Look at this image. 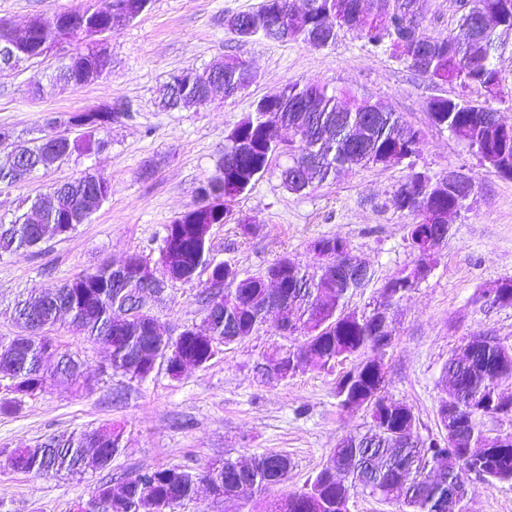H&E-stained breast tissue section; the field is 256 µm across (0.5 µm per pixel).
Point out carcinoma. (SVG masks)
Listing matches in <instances>:
<instances>
[{
  "label": "carcinoma",
  "mask_w": 512,
  "mask_h": 512,
  "mask_svg": "<svg viewBox=\"0 0 512 512\" xmlns=\"http://www.w3.org/2000/svg\"><path fill=\"white\" fill-rule=\"evenodd\" d=\"M362 2L307 0L308 26L300 38L314 49L328 48L339 31L353 29V13L357 12L360 32L368 43L388 48L393 58L424 80L436 85L455 82L464 87L476 86L489 98L498 96L501 77L492 52L512 39V0H471L477 9L499 13L496 24L478 40L467 36L468 11L462 12L456 29L435 35L421 22L411 32L403 26L416 0H373L374 8L366 11ZM294 6L292 0H262L256 10L238 14L241 22L228 25V30L240 41L256 36L285 41L291 24L288 12ZM55 38L50 17L42 15L25 52L31 58L39 57L37 48ZM256 80L257 74L247 68L246 61L237 56L225 59L224 97L236 96ZM287 88L288 92L279 98L259 102L254 112L235 126L217 174L199 187L195 203L206 197L235 201L266 174L276 156L288 159L281 171L284 187L295 194H306L335 179L345 167L366 169L399 163L419 150L421 132L386 107L374 106L367 99L350 94L341 96L313 83H289ZM201 93L202 86L196 81H168L160 90V103L164 108H185ZM432 103L436 105L431 113L434 126L448 130L478 156L493 151L512 171V135L498 141L489 134L485 123L494 108L463 96H437ZM267 107L277 109L280 124L293 132L292 138L282 139L277 127L266 129ZM239 142L253 147L240 159V170L230 166ZM108 145L101 131L85 127L68 142H52L43 137L32 144L17 145L16 152L36 171L44 167L50 155L62 160L75 152H99ZM91 180L88 175L81 176L52 186L37 198L31 211L41 215L40 224L28 223L29 216L25 214L8 222L0 220V256L32 248L47 232L55 233L61 226L69 234L87 221L103 203L90 191ZM431 180L428 174L411 173L391 198L395 210L411 217L407 237L418 260L413 270L383 286L389 300L399 299L417 286L423 269L430 266L426 241L437 231V225L448 223V212L458 213L466 208L454 189L442 195L431 192ZM202 215L212 217L202 209L190 210L181 221L166 225L168 232L180 230L179 263L181 276L188 282L209 262L208 240L193 233V224ZM282 264L280 258L241 277L234 288L220 292L205 288V304L210 310L198 325L200 333L186 337L190 362L202 367L217 353L219 345L251 336L265 323L271 309L278 311L284 334H304L305 346L322 366L340 358L359 357L392 342L394 329L375 322V313L359 315L346 310L347 295L365 286L368 273L341 268L336 271V278L324 282L317 270L295 265L293 271L270 279ZM115 279L116 273L104 266L63 283L53 294H28L16 311L17 322L25 333L23 342L16 346L0 343V378L17 380V392L22 395L43 391L42 349L51 340L46 331L54 328L64 312L73 315L78 331L96 342L112 344V367L116 370L143 380L153 372L155 364L167 363L164 347L154 343L137 319L130 320L119 341L112 343V311L129 308L143 288L138 280L117 285ZM26 309L37 315L39 329L35 333L24 320ZM445 369L451 377L448 393L456 397L460 413L449 414L448 400H443L437 417L446 435L423 440L407 421L411 409L382 394L383 368L371 372L366 370V362H359L356 370L338 382L336 395L345 409L365 408L372 418L371 428L364 434L343 437L306 487L268 502L267 512H345L350 491L357 488L367 489L382 500H397L401 512H465L471 478L489 486L512 482V443L496 449L484 465L465 453L470 445L479 447L484 442L485 417L512 416V397L497 395L500 378H512V349L493 336H484L475 344L467 342L463 356L448 358ZM92 435L98 441L92 463L105 466L121 450L119 431L84 430L53 438L36 448L17 450L11 465L17 471L35 475L79 472L87 464L86 449ZM289 466L287 457L273 454L256 455L246 465L231 460L209 463L196 472L172 466L130 476L119 493L102 485L96 495L108 501L103 512H140L147 495L161 507L169 508L192 498L197 486L204 483H221L228 497H238L248 490L266 491L286 479Z\"/></svg>",
  "instance_id": "carcinoma-1"
}]
</instances>
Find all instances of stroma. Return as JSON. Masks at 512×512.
Masks as SVG:
<instances>
[{"instance_id":"35a3bbf8","label":"stroma","mask_w":512,"mask_h":512,"mask_svg":"<svg viewBox=\"0 0 512 512\" xmlns=\"http://www.w3.org/2000/svg\"><path fill=\"white\" fill-rule=\"evenodd\" d=\"M84 0H0V19L16 31L29 20L82 6ZM261 0H153L150 9L114 32L108 41L110 71L74 87L59 84L36 97L31 89L64 63L71 45L0 72V129L13 140L44 134L47 116L121 102L129 110L107 132L110 145L98 154H73L26 180L0 185V216L56 183L90 173L112 192L89 221L65 236H46L37 247L0 256V342L19 332L18 301L34 290L50 292L65 281L140 254L157 263L165 227L195 200L197 188L217 172L233 128L262 97L286 84L316 83L382 104L423 134L418 156L398 165L347 169L307 194L283 187L284 158L273 159L234 211L255 224L242 235L234 223L213 225L210 254L240 273L265 268L281 256L313 268L310 244L320 237L347 240L368 267L367 287L349 293L348 309L367 313L385 302L384 284L410 270L418 256L407 241V216L390 199L411 171L441 175L456 169L478 194L467 210L448 220L447 239L427 276L403 298L389 302L392 342L371 357L384 368L390 398L409 405L421 437L440 433L436 412L448 395L443 367L465 341L488 334L512 346V306L481 297L484 289L512 279V179L484 165L447 130L432 125L431 97H454L458 85H432L369 45L356 30H341L332 46L317 50L299 39L239 41L224 25L227 15L257 9ZM247 61L256 83L227 99L217 96L191 110L165 111L157 88L172 73L201 69L226 55ZM207 274L190 283L168 282L148 306L161 332L176 334L201 323ZM277 315L243 341L222 346L204 367L172 378L164 366L143 381L112 367L101 344L56 326L51 336L79 364V377H56L33 396H19L0 380V512H73L95 488L119 487L135 472L181 466L194 471L215 460L246 461L262 453L286 455V480L267 493L213 498L199 487L174 512H265L269 499L300 490L317 475L345 435L365 431L362 409L343 410L336 385L353 368L346 360L328 366L306 363L278 380L260 367L273 352L303 339L276 328ZM115 427L122 449L102 468L79 475L37 476L13 470L15 450L36 447L72 431ZM468 512H512V483L487 486L472 480Z\"/></svg>"}]
</instances>
